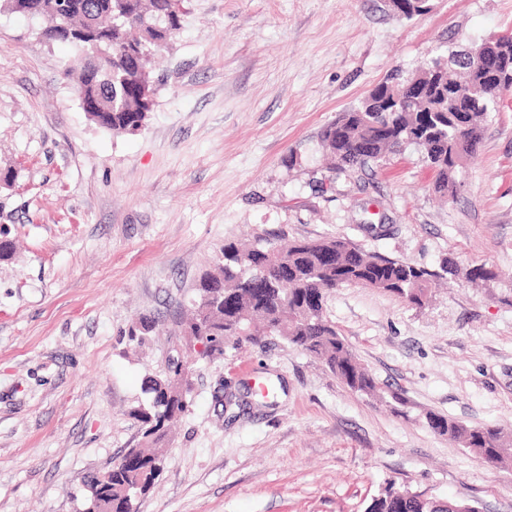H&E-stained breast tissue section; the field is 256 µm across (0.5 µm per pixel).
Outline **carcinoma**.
I'll return each instance as SVG.
<instances>
[{
  "instance_id": "obj_1",
  "label": "carcinoma",
  "mask_w": 512,
  "mask_h": 512,
  "mask_svg": "<svg viewBox=\"0 0 512 512\" xmlns=\"http://www.w3.org/2000/svg\"><path fill=\"white\" fill-rule=\"evenodd\" d=\"M185 0H112V13L91 16L73 11L75 21L87 20L110 30L112 45L96 58L97 77H79L77 90L84 104L104 101L112 113H87L99 128L112 133L139 130L150 112L157 80L150 70L138 72L132 56L161 52L180 29ZM493 62L512 65V40L490 37L478 44ZM417 81L424 93L409 96ZM502 91L486 84L480 67L465 57L451 62L436 59L400 83L379 84L356 106L329 123L321 136L331 168L361 169L386 160L405 146L419 147L436 171L435 189L454 198L458 176L483 138L487 114L496 110ZM459 274L448 258L441 271L366 251L345 238L295 240L286 246L265 235L256 242L229 241L214 265L198 278L191 317L182 332L206 345L203 354L222 352L224 343L256 346L277 336L295 348L323 358L336 378L349 389L374 395L377 384L326 315L331 291L348 285L393 294L412 307L429 300L440 273ZM149 406L131 412L139 424L142 443L130 448L125 461L107 470L109 477H84L86 493L80 512H132L134 498L148 490L163 471L168 426L185 413L188 401L181 364L168 365L163 378L148 379ZM428 427L467 449L490 466L512 461L504 448L512 435L496 427H472L444 415L428 414ZM367 512H478L465 500L446 502L389 487L373 498Z\"/></svg>"
}]
</instances>
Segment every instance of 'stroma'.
Wrapping results in <instances>:
<instances>
[{"label": "stroma", "instance_id": "35a3bbf8", "mask_svg": "<svg viewBox=\"0 0 512 512\" xmlns=\"http://www.w3.org/2000/svg\"><path fill=\"white\" fill-rule=\"evenodd\" d=\"M152 61L134 133L97 127L46 21L0 0V512H78L84 475L140 440L147 377L189 353L178 323L225 242L335 235L431 270L425 306L344 286L327 316L381 388L343 385L279 338L195 356L187 411L137 512H366L387 486L512 512L490 468L425 423L512 429V91L489 113L454 199L412 145L352 173L320 134L395 74L512 29V0H188ZM153 333L130 340L142 315ZM239 398L215 401L221 384Z\"/></svg>", "mask_w": 512, "mask_h": 512}]
</instances>
